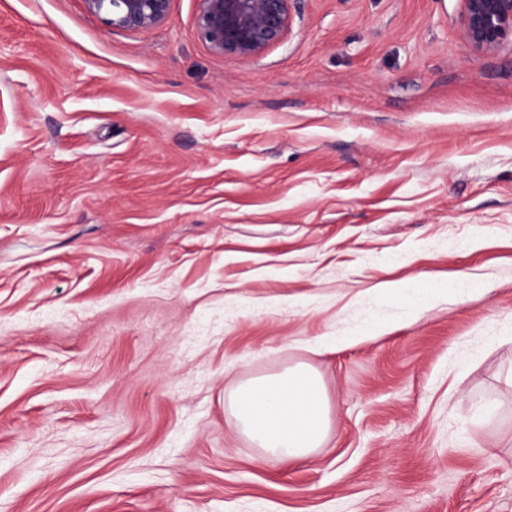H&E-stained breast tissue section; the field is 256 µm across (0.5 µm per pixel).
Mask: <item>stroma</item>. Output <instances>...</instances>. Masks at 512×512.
<instances>
[{
    "label": "stroma",
    "instance_id": "stroma-1",
    "mask_svg": "<svg viewBox=\"0 0 512 512\" xmlns=\"http://www.w3.org/2000/svg\"><path fill=\"white\" fill-rule=\"evenodd\" d=\"M198 5L0 0V512H512V46L294 0L246 61ZM298 363L331 428L279 459L228 397ZM173 0H85L88 10L112 29L138 31L163 23ZM393 291L409 296L415 305L422 306L431 303L442 292L462 294L464 289L460 288V283L458 282H445L430 285L426 288H421L417 285H407L404 288L393 289Z\"/></svg>",
    "mask_w": 512,
    "mask_h": 512
}]
</instances>
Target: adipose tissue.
Instances as JSON below:
<instances>
[{
	"label": "adipose tissue",
	"mask_w": 512,
	"mask_h": 512,
	"mask_svg": "<svg viewBox=\"0 0 512 512\" xmlns=\"http://www.w3.org/2000/svg\"><path fill=\"white\" fill-rule=\"evenodd\" d=\"M229 407L243 433L272 455L306 458L331 426L327 391L318 373L302 363L240 382Z\"/></svg>",
	"instance_id": "obj_1"
}]
</instances>
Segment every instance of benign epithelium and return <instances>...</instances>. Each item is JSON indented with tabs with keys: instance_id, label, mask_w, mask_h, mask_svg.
<instances>
[{
	"instance_id": "1",
	"label": "benign epithelium",
	"mask_w": 512,
	"mask_h": 512,
	"mask_svg": "<svg viewBox=\"0 0 512 512\" xmlns=\"http://www.w3.org/2000/svg\"><path fill=\"white\" fill-rule=\"evenodd\" d=\"M196 32L215 54L254 58L292 31L293 0H198ZM462 33L478 53L512 43V0H462ZM113 28L138 31L163 23L172 0H85Z\"/></svg>"
}]
</instances>
